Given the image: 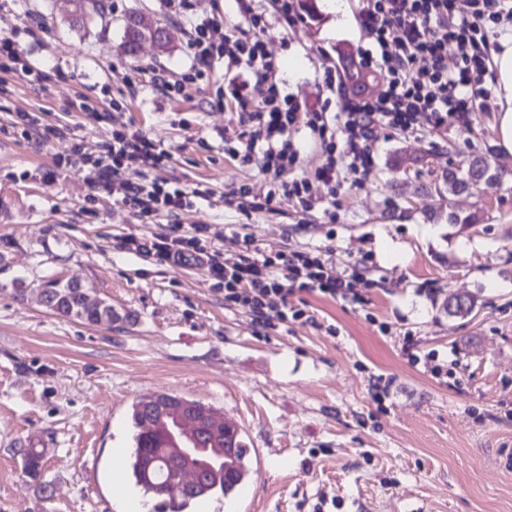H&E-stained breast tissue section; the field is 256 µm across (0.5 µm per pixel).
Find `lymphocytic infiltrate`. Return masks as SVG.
I'll return each mask as SVG.
<instances>
[{
	"mask_svg": "<svg viewBox=\"0 0 512 512\" xmlns=\"http://www.w3.org/2000/svg\"><path fill=\"white\" fill-rule=\"evenodd\" d=\"M237 5L245 19L241 25L216 14L205 0H160L168 13L195 12L184 35L196 74H203L213 60L224 62V99L237 115L236 128L224 131L225 154L257 162L273 176L265 196H255L245 186L226 194V203L245 214L272 210L280 197L297 199L309 211L344 183H361L373 161L375 127L408 135L423 119L435 128L463 121L489 96L491 38L512 27V0H359L358 21L368 44L358 51V65L380 73L381 87L372 95H352L338 76L327 73L325 88L339 106L331 113L326 104L303 107L282 94L278 64L260 36L268 26L265 12L256 10L254 0H237ZM298 126L324 154L310 178L293 175L301 151L290 132ZM60 134L71 138L74 156L91 160L94 189L108 194L120 187L122 204L138 213L167 217L211 196L209 188L187 190L158 178L169 154L142 131H113L111 139L91 150L70 128ZM129 167L141 169L143 179L123 181L122 172ZM223 236V230L197 224L148 238L129 237L124 244L163 265L201 266L223 286L225 305L244 308L254 324L265 328L276 321L287 323L289 295L316 289L352 300L363 279L360 268L339 276L331 259L308 252L264 255L247 233L242 251L229 263L213 248Z\"/></svg>",
	"mask_w": 512,
	"mask_h": 512,
	"instance_id": "obj_1",
	"label": "lymphocytic infiltrate"
}]
</instances>
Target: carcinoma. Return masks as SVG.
Instances as JSON below:
<instances>
[{"mask_svg": "<svg viewBox=\"0 0 512 512\" xmlns=\"http://www.w3.org/2000/svg\"><path fill=\"white\" fill-rule=\"evenodd\" d=\"M154 24V20L139 13L131 12L125 19L123 46H132L143 40L144 34ZM426 158V154L400 152L393 156L391 167L401 169L411 167ZM488 164L482 157H475L456 169L442 173L435 188H443L448 196H459L469 192L472 184L483 181L502 180L507 173L499 171L486 175ZM46 296L45 306L64 318H74L89 324L102 323V317L110 315L112 305L102 307L91 305L88 287L77 285L71 287L68 282L50 278L42 284ZM478 299L472 294L459 300L455 293L448 295L444 309L450 317H466L476 309ZM191 407L194 415L209 420V429H194L185 436L187 441H198L208 450V454L223 456L224 472L213 474L207 465L198 466L204 484L201 489H210V495L227 497L235 493L244 483L248 472L249 448L240 430L224 420L211 406L199 401L174 396L164 392L145 395L133 402L130 421L133 428V448L128 463V474L135 486L145 495L157 498L166 489L169 473L177 470L179 465L171 458L172 449L177 447L170 431L186 414L185 407ZM44 449L24 448L25 473L36 477L39 475L40 460Z\"/></svg>", "mask_w": 512, "mask_h": 512, "instance_id": "carcinoma-1", "label": "carcinoma"}]
</instances>
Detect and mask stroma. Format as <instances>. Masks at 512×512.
I'll list each match as a JSON object with an SVG mask.
<instances>
[{"label": "stroma", "mask_w": 512, "mask_h": 512, "mask_svg": "<svg viewBox=\"0 0 512 512\" xmlns=\"http://www.w3.org/2000/svg\"><path fill=\"white\" fill-rule=\"evenodd\" d=\"M10 0L0 38L18 44L24 76L0 65V512H127L112 489V455L132 445L137 396L164 391L199 400L240 429L249 449L245 484L211 512H512V180L482 187V205L448 198L435 180L475 154L512 170L496 146V95L467 122L403 137L376 128L374 164L361 184L338 189L332 212H302L282 198L274 211L242 214L224 202L245 185L265 195L270 177L224 155V65L187 79V18L158 0ZM339 22L323 0L303 22L267 30L282 94L311 104L339 50L366 40L357 0ZM138 11L165 24L166 49L122 48L124 20ZM300 64L291 72L289 59ZM185 76L166 96L156 74ZM87 98L90 112L71 111ZM38 124L21 133L16 112ZM160 141L171 157L161 178L209 202L175 218L140 217L90 185L69 162L68 127L92 145L113 120ZM429 151L405 171L401 149ZM54 171V181L42 178ZM479 211L450 224L449 210ZM242 224L263 253L331 251L337 270L357 265V301L313 290L290 296L312 320L254 326L227 307L223 288L196 266L168 267L122 248L124 238L171 226ZM91 286L116 322L91 325L49 311L47 277ZM478 297L451 318L449 293ZM412 340L418 362L402 351ZM41 439L39 477L20 449Z\"/></svg>", "instance_id": "35a3bbf8"}]
</instances>
